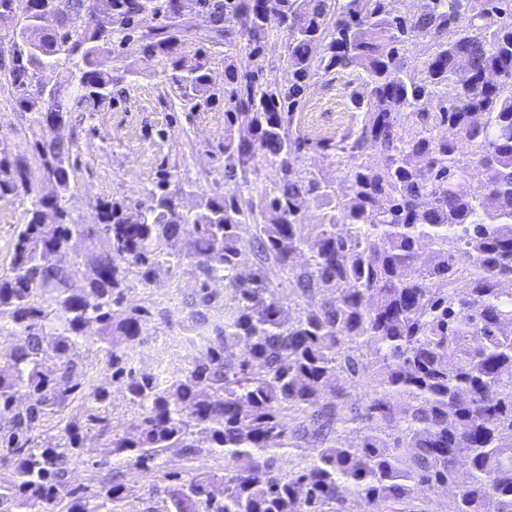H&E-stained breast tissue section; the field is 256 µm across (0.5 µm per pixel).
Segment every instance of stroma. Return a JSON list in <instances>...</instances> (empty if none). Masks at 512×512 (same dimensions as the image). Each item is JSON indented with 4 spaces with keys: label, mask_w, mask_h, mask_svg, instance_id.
Here are the masks:
<instances>
[{
    "label": "stroma",
    "mask_w": 512,
    "mask_h": 512,
    "mask_svg": "<svg viewBox=\"0 0 512 512\" xmlns=\"http://www.w3.org/2000/svg\"><path fill=\"white\" fill-rule=\"evenodd\" d=\"M182 23L191 29L194 41H206L212 54L214 87H223L227 65L240 70L253 66L235 20H226L219 37L209 18L196 11H188ZM121 63L132 72L115 87L112 100L90 112L72 113L60 131L61 137L75 143L72 159L76 171L68 201L74 222L96 223L99 198L138 196L163 168L174 170L190 187L192 194L184 200L185 209L194 207L197 194L230 192L233 185L225 181L216 153L224 140V103L189 111L162 73L140 72L137 41L124 45ZM353 90H366L356 73L314 79L295 116L297 128L314 140L343 139L360 124V114L349 97ZM40 134L33 114L18 109L11 87L0 75V145L21 151ZM26 221V210L18 197H0V273L7 270L15 236ZM200 286L193 265L187 262L176 270L160 269L153 286L131 290L128 302L164 303L177 321L187 315L184 302Z\"/></svg>",
    "instance_id": "35a3bbf8"
}]
</instances>
